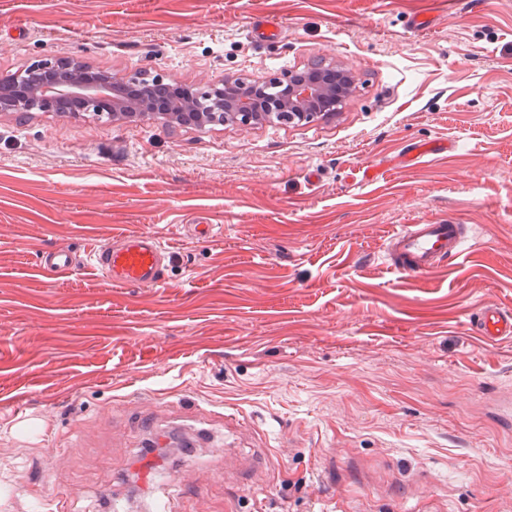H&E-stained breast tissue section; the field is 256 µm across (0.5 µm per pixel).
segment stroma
I'll use <instances>...</instances> for the list:
<instances>
[{
  "instance_id": "obj_1",
  "label": "stroma",
  "mask_w": 512,
  "mask_h": 512,
  "mask_svg": "<svg viewBox=\"0 0 512 512\" xmlns=\"http://www.w3.org/2000/svg\"><path fill=\"white\" fill-rule=\"evenodd\" d=\"M435 7L0 0V77H355L302 124L0 112V512H47V472L68 512H512V338L470 328L484 303L512 312V0L410 31ZM260 14L278 40L253 38ZM448 218L459 258L387 267L397 225ZM141 234L163 283L90 263ZM55 248L79 267L44 273ZM173 430L190 448L145 455Z\"/></svg>"
}]
</instances>
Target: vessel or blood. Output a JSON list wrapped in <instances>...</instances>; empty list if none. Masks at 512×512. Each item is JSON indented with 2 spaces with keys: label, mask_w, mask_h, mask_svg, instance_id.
I'll list each match as a JSON object with an SVG mask.
<instances>
[{
  "label": "vessel or blood",
  "mask_w": 512,
  "mask_h": 512,
  "mask_svg": "<svg viewBox=\"0 0 512 512\" xmlns=\"http://www.w3.org/2000/svg\"><path fill=\"white\" fill-rule=\"evenodd\" d=\"M466 237L464 225L426 221L399 225L387 238L385 257L389 268L401 273L425 274L444 259L458 257ZM95 263L112 283L153 286L164 279L165 253L149 235L125 238L99 247ZM76 265L72 251L55 249L44 253L41 267L55 275ZM477 332L487 341L512 337V315L495 304L484 305L475 318Z\"/></svg>",
  "instance_id": "b4317fda"
}]
</instances>
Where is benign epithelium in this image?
<instances>
[{"instance_id": "7a95c632", "label": "benign epithelium", "mask_w": 512, "mask_h": 512, "mask_svg": "<svg viewBox=\"0 0 512 512\" xmlns=\"http://www.w3.org/2000/svg\"><path fill=\"white\" fill-rule=\"evenodd\" d=\"M46 76L31 87H20L22 75L0 78V86L12 83L15 92L9 99L0 96V112L13 110L46 111L59 98L73 101L80 112H102L133 116L155 111L151 101L135 100L127 94L128 86L143 78L142 74L127 79H108L88 73L85 65L74 60L38 63ZM333 69L314 68L288 72L281 77L258 79L253 82L258 93H242L235 89L236 77L225 76L212 87L213 101L193 112L171 106L167 114L177 123L188 127L201 124H224L229 121L251 125L260 121L261 99L266 98L280 119L289 123L311 121L327 110L336 108L352 86L353 75L343 67L338 83L329 76Z\"/></svg>"}]
</instances>
